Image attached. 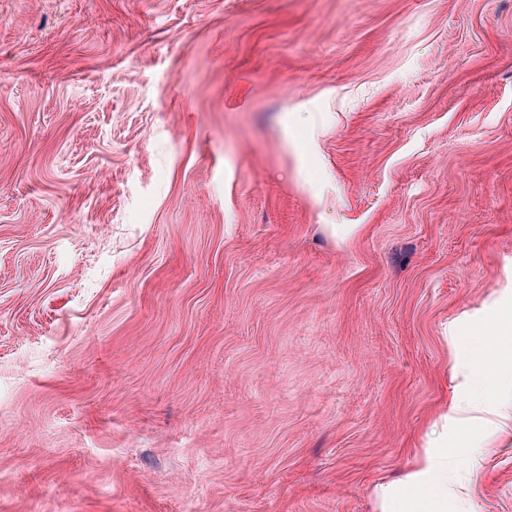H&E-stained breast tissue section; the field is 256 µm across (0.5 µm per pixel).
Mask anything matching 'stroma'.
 <instances>
[{
    "instance_id": "1",
    "label": "stroma",
    "mask_w": 512,
    "mask_h": 512,
    "mask_svg": "<svg viewBox=\"0 0 512 512\" xmlns=\"http://www.w3.org/2000/svg\"><path fill=\"white\" fill-rule=\"evenodd\" d=\"M503 315L512 0H0V512H512ZM448 413L457 414L467 424H479L487 429L497 425L500 416L498 406L491 400L482 398L459 404L455 399L448 402Z\"/></svg>"
}]
</instances>
